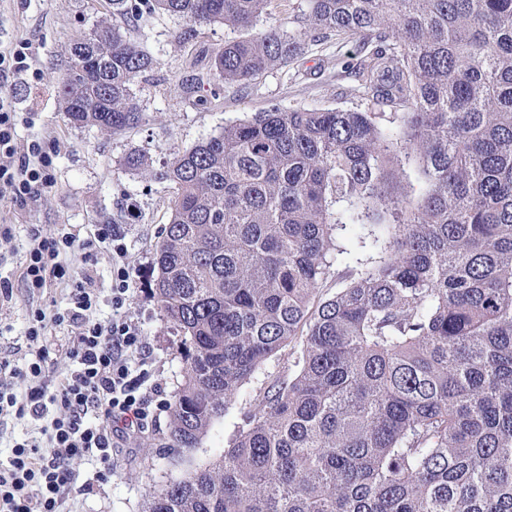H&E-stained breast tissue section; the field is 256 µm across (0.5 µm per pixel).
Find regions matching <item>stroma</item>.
Instances as JSON below:
<instances>
[{
	"label": "stroma",
	"instance_id": "1",
	"mask_svg": "<svg viewBox=\"0 0 512 512\" xmlns=\"http://www.w3.org/2000/svg\"><path fill=\"white\" fill-rule=\"evenodd\" d=\"M106 0H0V45L24 40L33 55V73L16 81L13 106L21 115L16 126L18 144L40 140L54 155L53 185L38 201L18 207L0 199V222L11 225L12 254L0 274L13 286L11 301L0 303V356L23 364L27 351L29 298L23 281L25 250L33 233L49 235L59 229L91 239L96 225L113 221L122 230L126 261L136 273L135 296L129 310L152 351L153 379L163 398H170L182 379L184 363L177 352L178 338L151 293L153 260L158 233L169 223L173 190L125 164L127 155L146 156L160 167L197 142L221 133L226 123L247 119L271 104L287 109L343 108L365 110L351 90L350 71L356 62V43L332 40L308 46L306 52L283 67L266 70L246 83L219 84L214 59L225 43L243 38L244 30L221 23L192 26L191 22L155 12L128 24L131 37L153 57L155 65L134 87L144 114L137 127L104 134L95 128L70 124L56 95L59 66L70 47L93 24L110 20ZM193 30L189 39L180 34ZM240 403H233L223 420L203 439L197 462L215 460L238 430ZM169 427L167 409L115 449L112 475L93 481L95 467L76 466L89 489L74 486L68 512H141L148 487L170 474L168 459L152 453L151 443Z\"/></svg>",
	"mask_w": 512,
	"mask_h": 512
}]
</instances>
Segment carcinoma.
I'll list each match as a JSON object with an SVG mask.
<instances>
[{
  "label": "carcinoma",
  "mask_w": 512,
  "mask_h": 512,
  "mask_svg": "<svg viewBox=\"0 0 512 512\" xmlns=\"http://www.w3.org/2000/svg\"><path fill=\"white\" fill-rule=\"evenodd\" d=\"M271 2L108 0L242 30ZM335 36L358 42L355 92L380 111L273 104L156 172L126 157L174 189L152 291L184 361L155 444L178 470L142 512H512V0H305L300 28L224 44L215 77ZM153 66L94 25L58 79L68 120L136 126ZM287 346L229 447L194 464ZM289 354V355H288ZM288 356H291L290 347L281 350L276 356L270 358L262 367V370L250 381L247 389L253 394L262 386L267 378V375H277L284 367H288Z\"/></svg>",
  "instance_id": "1"
}]
</instances>
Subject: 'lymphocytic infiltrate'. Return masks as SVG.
Wrapping results in <instances>:
<instances>
[{
  "mask_svg": "<svg viewBox=\"0 0 512 512\" xmlns=\"http://www.w3.org/2000/svg\"><path fill=\"white\" fill-rule=\"evenodd\" d=\"M33 57L27 42L0 49V198L25 204L52 181L53 160L41 141L19 149L17 114L9 77L28 73ZM95 238L112 256L109 302L112 316L96 317L99 292L91 274L78 271L70 258L81 247L69 232L33 235L25 255L23 279L30 293L58 285L67 292L63 305L30 308L26 338L30 357L16 366L0 357V419L37 421L41 437L14 443L0 463V512H64L77 477L76 460L97 462V480L112 474V450L121 429L141 431L154 418V397L147 388L150 348L140 327L127 318L132 275L127 247L115 225H98ZM70 331V365L57 384L45 374L54 330Z\"/></svg>",
  "mask_w": 512,
  "mask_h": 512,
  "instance_id": "lymphocytic-infiltrate-1",
  "label": "lymphocytic infiltrate"
}]
</instances>
